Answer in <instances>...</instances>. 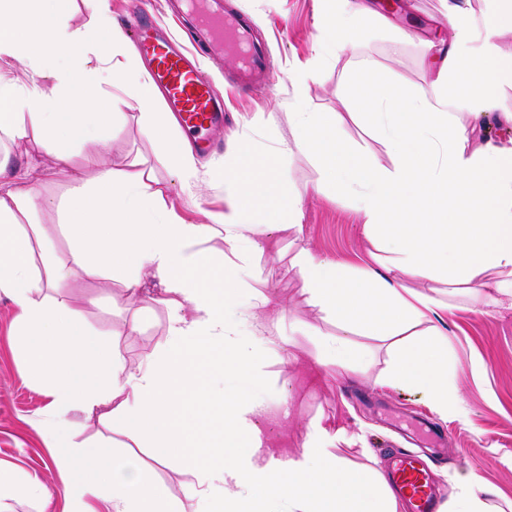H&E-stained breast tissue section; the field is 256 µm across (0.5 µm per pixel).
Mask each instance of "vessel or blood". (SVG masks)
<instances>
[{
	"mask_svg": "<svg viewBox=\"0 0 512 512\" xmlns=\"http://www.w3.org/2000/svg\"><path fill=\"white\" fill-rule=\"evenodd\" d=\"M177 6L197 15L193 31L196 47L209 54H236L242 61L239 84L243 90H252L266 73V56L254 42L247 20L233 11L227 0H177ZM128 22L168 108L178 113L184 131L193 137L196 147L210 151L209 134L223 125L224 107L215 98L209 81L195 59L149 20L140 0H132ZM392 461L389 477L407 512H437L438 497L427 466L418 457L404 453L394 454Z\"/></svg>",
	"mask_w": 512,
	"mask_h": 512,
	"instance_id": "b4317fda",
	"label": "vessel or blood"
}]
</instances>
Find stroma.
Masks as SVG:
<instances>
[{"mask_svg": "<svg viewBox=\"0 0 512 512\" xmlns=\"http://www.w3.org/2000/svg\"><path fill=\"white\" fill-rule=\"evenodd\" d=\"M247 17L256 40L265 42L271 75L255 91L243 94L234 86L239 65L227 55L204 63L214 93L223 99L229 125L218 140L219 152L244 144L266 154L289 138L288 114L297 98H304L311 112H348L352 109L347 84L357 66L377 64L392 78L408 85L422 84L430 75L426 41L448 37L449 23L441 0H403L384 22L368 19L359 39L330 52L319 42L315 27L316 0H229ZM410 40L400 41V32ZM140 113L124 108L112 123V136L103 150L113 169H123L138 157L154 162L156 147L140 132ZM17 160L30 161L26 187L49 198L61 197L69 184L62 172L58 144L28 138L9 144ZM212 156L198 158L204 181L184 188L172 168L156 165L155 176L166 190L167 206L183 220L208 222L223 214L228 196L224 184L208 179L215 164ZM303 207L301 234L267 232L264 251L255 260L253 275L270 298L268 315L278 321L282 340L264 367L265 383L242 380L238 389L262 397L278 391L290 394V415L270 413L262 428L270 451L299 448L305 426L313 416L325 425L358 434L359 444L342 448L349 465L383 471L384 448H402L422 458L440 491L439 512H448L452 494L448 475L474 471L480 484L491 491L493 503L512 502V467L503 462L512 454V310L494 307L484 311L456 309L444 313L441 329L448 333V364L455 373V394L468 411L466 420L443 418L420 395L384 382L390 361L387 344L371 336L353 342L368 356L367 363L336 372L318 362L320 339L314 329L336 333L333 322L310 306L299 278L289 272L291 257L299 247L316 256L359 270L369 264L370 246L359 232L360 218L353 205L333 192L317 194L311 185L319 176L314 161L303 154L282 167ZM76 305L87 311L86 321L104 342L117 341L130 362L167 342V315L157 304L158 286L145 279L140 298L149 304L140 332L126 329L134 306L120 287H107L73 275L62 286ZM16 311L0 295V465L22 478L37 480L47 491V501L29 496L9 500L7 512H65L63 479L51 464L46 433L50 399L27 380L23 343L14 334Z\"/></svg>", "mask_w": 512, "mask_h": 512, "instance_id": "35a3bbf8", "label": "stroma"}]
</instances>
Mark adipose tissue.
I'll return each instance as SVG.
<instances>
[{
    "label": "adipose tissue",
    "mask_w": 512,
    "mask_h": 512,
    "mask_svg": "<svg viewBox=\"0 0 512 512\" xmlns=\"http://www.w3.org/2000/svg\"><path fill=\"white\" fill-rule=\"evenodd\" d=\"M316 26L325 46L351 43L370 0L350 12L346 0H318ZM454 34L430 44L434 67L415 88L385 77L369 63L354 71L348 94L366 124L384 139L391 158L381 163L348 141L339 112H308L294 102L289 140L268 157L238 149L219 160L211 178L231 192V211L209 224L189 223L168 210L152 171L116 172L100 165L98 149L112 133V112L101 83H123L142 112L141 131L156 158L178 169L185 186L198 170L185 145L170 136L174 117L155 108L149 76L119 57L124 35L112 22L108 0H0V62L21 63L22 86L0 72V141L36 137L87 149L94 177L71 176L58 200L20 189L25 171L0 153V293L12 302L29 376L50 398L57 419L77 410L136 441L148 442L160 465L178 464L194 476L185 502L151 481L125 453L102 456L54 433L53 467L65 478L69 512H270L281 498L288 512H397V497L377 472L350 468L333 452L344 430L310 421L298 451L265 454L259 421L270 410L288 415V402L255 399L221 388L227 376L259 384L276 342L263 313L269 298L254 286L251 268L263 250L252 213L264 209L271 231L302 230V205L273 178L289 154L310 155L322 177L313 192L334 188L361 216L371 245V266L350 272L338 262L300 248L290 268L308 303L334 321L323 335L320 362L347 369L361 351L356 336L390 341L388 382L419 391L439 416L465 418L452 394L444 331L418 334L445 305L406 287V280L446 275L451 285L512 308V144L473 146L476 108H495L512 87V60L493 38L512 28V0H489L477 52L470 0H442ZM90 20H76L79 8ZM55 210L69 243L66 257L46 256L38 268L26 222ZM121 286L136 298L144 276L159 286L168 313L169 341L137 362L95 339L85 311L57 295L74 273Z\"/></svg>",
    "instance_id": "obj_1"
}]
</instances>
